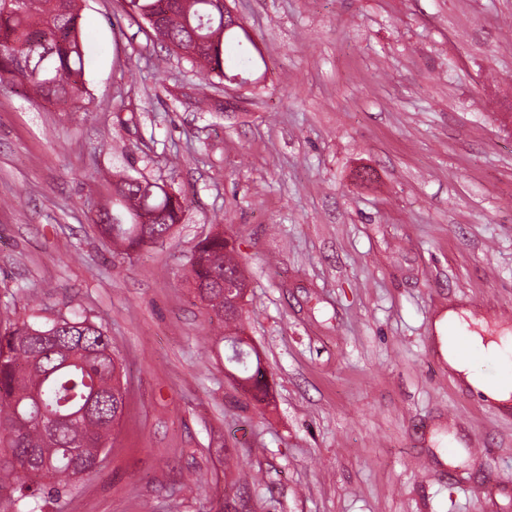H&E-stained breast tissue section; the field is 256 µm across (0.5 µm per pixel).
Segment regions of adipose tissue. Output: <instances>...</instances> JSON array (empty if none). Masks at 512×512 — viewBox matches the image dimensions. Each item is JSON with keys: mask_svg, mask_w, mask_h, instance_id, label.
<instances>
[{"mask_svg": "<svg viewBox=\"0 0 512 512\" xmlns=\"http://www.w3.org/2000/svg\"><path fill=\"white\" fill-rule=\"evenodd\" d=\"M445 324L447 336L442 339V350L449 367L460 374L475 393L487 401L508 406L512 404V336H485L469 330L467 321L457 313H448ZM466 342L469 351L461 353L459 342ZM498 359L503 372L495 379H489L475 371L472 355Z\"/></svg>", "mask_w": 512, "mask_h": 512, "instance_id": "obj_1", "label": "adipose tissue"}]
</instances>
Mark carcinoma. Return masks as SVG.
<instances>
[{
  "instance_id": "cac0c4a2",
  "label": "carcinoma",
  "mask_w": 512,
  "mask_h": 512,
  "mask_svg": "<svg viewBox=\"0 0 512 512\" xmlns=\"http://www.w3.org/2000/svg\"><path fill=\"white\" fill-rule=\"evenodd\" d=\"M144 16L147 8L164 13L156 26L160 40L175 50L201 45L192 63L206 75L223 79L224 48L242 54L243 69L257 64L237 29H225L224 10L214 0H124ZM78 0H0V83L21 85L29 94L71 109L82 108L85 88L80 82L85 45ZM121 210L104 212L103 231L125 247V254L152 243L141 225L140 212L158 217L161 234L180 222L181 194L144 176L120 177ZM235 247L217 233L199 241L188 259L194 283L206 286L208 308L224 321V281L245 274ZM227 362L243 369V380L263 402L268 384L260 366L249 369L251 352L227 337ZM119 357L106 328L86 317L61 316L49 323L5 322L0 328V504L37 501L47 491L61 493L65 482L96 472L97 460L119 425L125 401L114 396ZM56 418L49 433L44 421Z\"/></svg>"
}]
</instances>
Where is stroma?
Masks as SVG:
<instances>
[{
    "mask_svg": "<svg viewBox=\"0 0 512 512\" xmlns=\"http://www.w3.org/2000/svg\"><path fill=\"white\" fill-rule=\"evenodd\" d=\"M229 5L263 57L246 84L200 87L123 0H80L83 108L0 84V306L103 324L127 380L97 473L38 512H512V407L435 328L512 334V0ZM125 167L187 200L128 256L98 223ZM218 231L262 404L188 275Z\"/></svg>",
    "mask_w": 512,
    "mask_h": 512,
    "instance_id": "1",
    "label": "stroma"
}]
</instances>
